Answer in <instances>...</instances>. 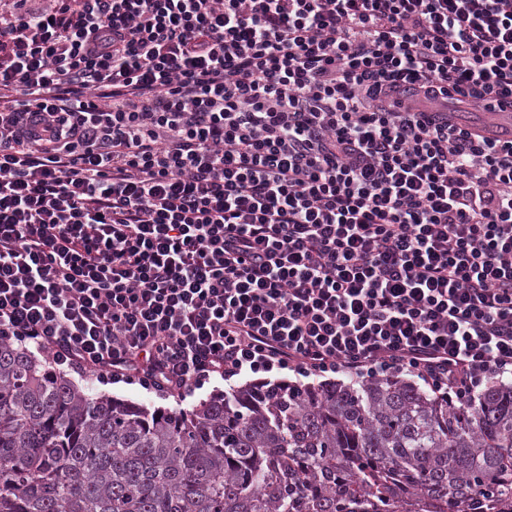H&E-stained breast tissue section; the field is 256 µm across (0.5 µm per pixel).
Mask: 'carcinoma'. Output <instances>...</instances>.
Returning a JSON list of instances; mask_svg holds the SVG:
<instances>
[{
    "label": "carcinoma",
    "instance_id": "cac0c4a2",
    "mask_svg": "<svg viewBox=\"0 0 512 512\" xmlns=\"http://www.w3.org/2000/svg\"><path fill=\"white\" fill-rule=\"evenodd\" d=\"M512 512V383L242 386L191 412L94 396L0 344V512Z\"/></svg>",
    "mask_w": 512,
    "mask_h": 512
}]
</instances>
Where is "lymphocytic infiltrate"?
I'll return each mask as SVG.
<instances>
[{
	"label": "lymphocytic infiltrate",
	"mask_w": 512,
	"mask_h": 512,
	"mask_svg": "<svg viewBox=\"0 0 512 512\" xmlns=\"http://www.w3.org/2000/svg\"><path fill=\"white\" fill-rule=\"evenodd\" d=\"M512 0H13L0 342L212 380L512 375Z\"/></svg>",
	"instance_id": "obj_1"
}]
</instances>
